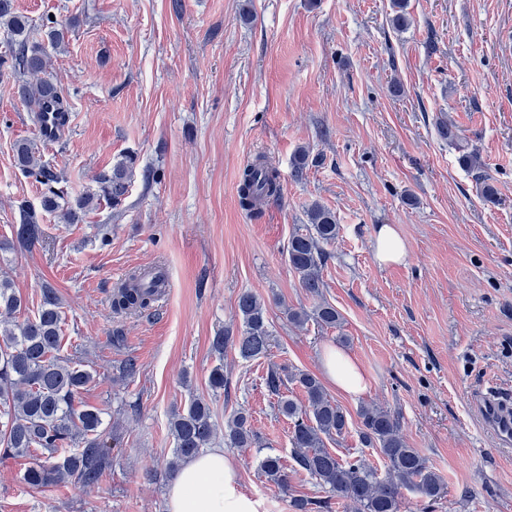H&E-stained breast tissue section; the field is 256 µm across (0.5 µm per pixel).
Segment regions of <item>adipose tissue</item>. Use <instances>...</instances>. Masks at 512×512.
Returning <instances> with one entry per match:
<instances>
[{
    "label": "adipose tissue",
    "mask_w": 512,
    "mask_h": 512,
    "mask_svg": "<svg viewBox=\"0 0 512 512\" xmlns=\"http://www.w3.org/2000/svg\"><path fill=\"white\" fill-rule=\"evenodd\" d=\"M321 366L343 393L366 390L364 372L348 353L326 348ZM168 507L169 512H259L260 503L242 490L238 469L223 449L208 448L181 466L168 489Z\"/></svg>",
    "instance_id": "obj_1"
}]
</instances>
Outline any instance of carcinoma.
Masks as SVG:
<instances>
[{
    "label": "carcinoma",
    "instance_id": "1",
    "mask_svg": "<svg viewBox=\"0 0 512 512\" xmlns=\"http://www.w3.org/2000/svg\"><path fill=\"white\" fill-rule=\"evenodd\" d=\"M76 19L58 21L46 18L40 29L19 12L13 0H0V30L10 39V55L0 56V70L13 79L15 96L34 113L39 123L47 112L65 113L68 102L52 74L53 54L65 49ZM438 136L461 152L460 164L467 169L482 167L478 153L466 151L460 144L456 126L446 119L436 122ZM14 164L26 177L43 187L40 209L19 205L20 224L16 232L19 247L29 249L42 237L43 214H54L64 224H83L89 213L106 204L119 206L128 194L137 156L129 154L109 169L95 174L93 186L69 196L59 184L64 178L43 160L39 144L20 140L14 146ZM281 198L277 169L262 157L249 162L241 171L238 185L240 207L258 218L263 206ZM310 229L297 232L288 241V265L298 276L301 288L317 300L312 311L288 309V320L302 327L313 318L334 328L341 314L322 297L321 268L326 259L325 246L339 232L336 216L315 204L309 210ZM160 271L131 272L112 294L115 312H139L153 308L160 296ZM24 302L11 279L0 275V453L5 456L36 455L24 473V481L33 488H44L64 481L83 486L97 484L112 462L110 445L103 438L102 410L80 400L81 392L94 380V374L82 363L63 355L62 314L54 289L42 288L37 313L18 320ZM238 311L242 330L225 329L211 340L218 363L211 369L209 384L215 391L224 389V352L231 349L239 359L252 361L267 355L271 333L265 303L255 294L239 296ZM294 384L304 394L299 404L283 394ZM269 394L277 397L281 415L292 423L289 441L294 471L303 470L322 488L342 499L349 512H401V489H414L430 501L445 493L443 477L417 449L404 439L397 415L377 404L359 410L361 443L377 448L385 461L384 474L359 457L343 459L325 446V441L342 437L348 428L344 409L327 396L320 379L312 373L271 367L264 378ZM174 448L169 471L177 474L179 463L196 456L217 435L210 404L193 396L186 406L172 411L169 419ZM224 444L228 448H255L258 438L251 427L250 415L235 412L226 422ZM267 481L288 492L289 474L278 456L268 455L261 462ZM291 512H322L326 501L292 497Z\"/></svg>",
    "mask_w": 512,
    "mask_h": 512
}]
</instances>
